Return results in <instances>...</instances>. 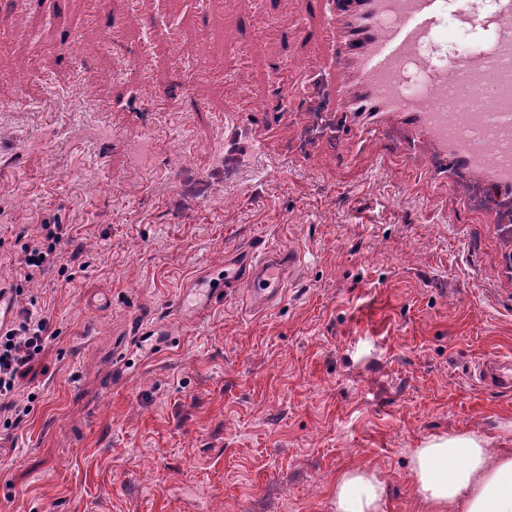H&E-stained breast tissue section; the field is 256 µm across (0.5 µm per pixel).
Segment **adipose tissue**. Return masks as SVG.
Here are the masks:
<instances>
[{"instance_id": "obj_1", "label": "adipose tissue", "mask_w": 512, "mask_h": 512, "mask_svg": "<svg viewBox=\"0 0 512 512\" xmlns=\"http://www.w3.org/2000/svg\"><path fill=\"white\" fill-rule=\"evenodd\" d=\"M410 479L426 512H512V448L469 433L436 435L412 455ZM388 487L349 467L336 478L335 512H385Z\"/></svg>"}]
</instances>
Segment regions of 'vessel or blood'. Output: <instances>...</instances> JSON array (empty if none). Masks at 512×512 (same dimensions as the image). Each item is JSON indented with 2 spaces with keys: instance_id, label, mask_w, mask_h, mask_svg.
I'll use <instances>...</instances> for the list:
<instances>
[{
  "instance_id": "1",
  "label": "vessel or blood",
  "mask_w": 512,
  "mask_h": 512,
  "mask_svg": "<svg viewBox=\"0 0 512 512\" xmlns=\"http://www.w3.org/2000/svg\"><path fill=\"white\" fill-rule=\"evenodd\" d=\"M309 4L319 19L316 35L331 48L326 68L341 77L336 110L342 118H358L379 132L395 122L428 143L442 164L416 170L415 180L432 182L464 171L492 190H512V0H497L487 18L473 0H336L326 12L319 0ZM451 16L491 29V41L476 55L427 69L421 89L405 94L404 66L423 61L429 41ZM452 86L474 98L490 97L491 107L471 120L449 111ZM235 109L246 112L259 143L271 147L276 127L265 111L241 103ZM300 262L297 250L260 244L237 272L198 284L194 293L209 308L243 289L261 310L281 296L287 275Z\"/></svg>"
}]
</instances>
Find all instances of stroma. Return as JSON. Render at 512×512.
<instances>
[{"label":"stroma","instance_id":"stroma-1","mask_svg":"<svg viewBox=\"0 0 512 512\" xmlns=\"http://www.w3.org/2000/svg\"><path fill=\"white\" fill-rule=\"evenodd\" d=\"M264 9L285 25L227 0H136L92 22L88 0H0V90L16 99L0 113V285L49 334L21 380L31 413L0 426V512H334L348 467L387 482L386 512H425L408 471L427 438L512 445V392L469 374L512 355V226L447 182L410 184L398 132L353 147L332 90L325 136L301 141L285 66L300 58L308 85L329 51L316 18L297 25L299 0ZM243 44L234 82L192 90L188 59ZM242 96L281 120L270 158L224 128ZM44 224L70 238L30 277L22 247ZM264 241L302 255L272 307L175 311Z\"/></svg>","mask_w":512,"mask_h":512}]
</instances>
